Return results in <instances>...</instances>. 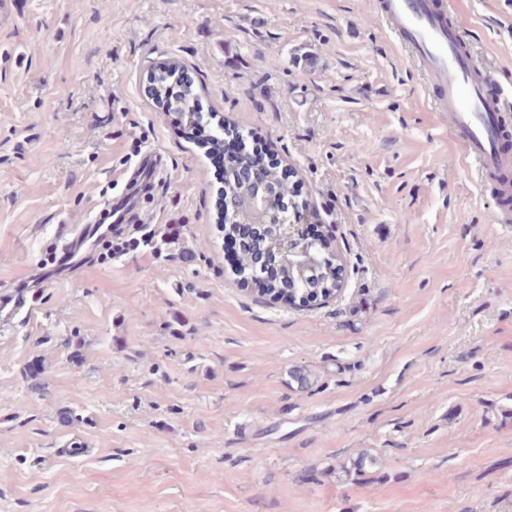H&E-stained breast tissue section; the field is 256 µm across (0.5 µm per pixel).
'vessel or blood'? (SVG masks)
I'll return each instance as SVG.
<instances>
[{
  "label": "vessel or blood",
  "mask_w": 512,
  "mask_h": 512,
  "mask_svg": "<svg viewBox=\"0 0 512 512\" xmlns=\"http://www.w3.org/2000/svg\"><path fill=\"white\" fill-rule=\"evenodd\" d=\"M374 7L380 25L421 71L435 111L461 143L482 187L498 200L496 223L512 226V151L502 146L512 92L474 55L469 37L453 20L452 0H375ZM156 172V155L150 151L129 171L128 180L144 191ZM95 230V225L83 224L58 234L59 263H71ZM32 314L24 296H0L1 323Z\"/></svg>",
  "instance_id": "vessel-or-blood-1"
}]
</instances>
